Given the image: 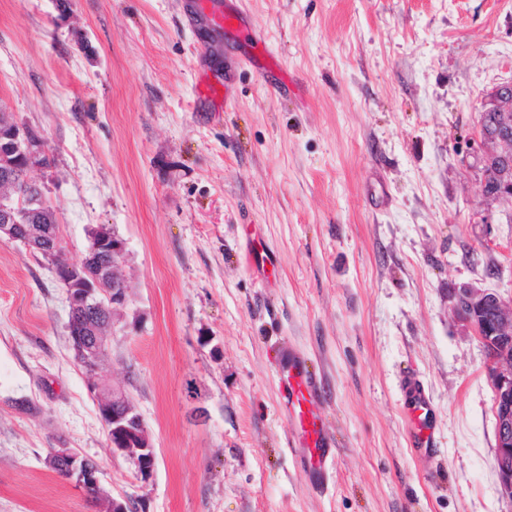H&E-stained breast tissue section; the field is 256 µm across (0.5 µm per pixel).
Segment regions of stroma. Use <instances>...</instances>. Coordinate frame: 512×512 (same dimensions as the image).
Instances as JSON below:
<instances>
[{"instance_id": "35a3bbf8", "label": "stroma", "mask_w": 512, "mask_h": 512, "mask_svg": "<svg viewBox=\"0 0 512 512\" xmlns=\"http://www.w3.org/2000/svg\"><path fill=\"white\" fill-rule=\"evenodd\" d=\"M234 4L248 37L195 0H0V110L43 138L67 257L101 224L125 242L102 374L155 448L145 482L113 453L65 288L0 241V512H102L52 448L136 512H512L485 350L452 312L457 288L512 296V203L483 197L472 140L512 79V0ZM283 341L321 381V487L288 446ZM409 374L435 407L421 452ZM401 389L405 397L403 415L409 426L410 446L428 448L433 439L431 397L420 379L413 375L402 379ZM48 462L62 474L63 478L71 481L83 491L89 486L100 485L99 471L94 461L81 457L69 448H53ZM60 473L57 474L61 476ZM84 492L88 497L100 500L93 496L92 489H87Z\"/></svg>"}]
</instances>
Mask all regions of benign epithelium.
Returning a JSON list of instances; mask_svg holds the SVG:
<instances>
[{"mask_svg": "<svg viewBox=\"0 0 512 512\" xmlns=\"http://www.w3.org/2000/svg\"><path fill=\"white\" fill-rule=\"evenodd\" d=\"M483 111L495 113L496 123L490 126L480 117L475 129L482 194L490 200L511 202L512 80L497 84L487 94ZM0 165L7 171H22L28 185L36 190L40 189L39 181L30 174L50 168V157L39 133L19 125L6 112L0 113ZM0 184L9 188L0 193V239L19 241L45 256L55 277L66 288L69 316L101 312L99 319L70 320L69 336L75 342L88 391L96 398L102 420L112 434L113 452L129 461L137 476L146 481L155 461L149 432L127 392L105 386L101 375L106 337L100 334L98 322L115 323L116 313L129 302L125 242L113 231L98 230L99 245L106 255L100 276L89 282L77 273V263L67 262L60 255L61 238L54 226L33 225L24 230V235L18 234L29 209L46 206L45 194L18 196L15 183L7 175ZM452 309L487 354L485 369L494 391L495 469L502 496L512 500V297L506 299L496 291L468 286L455 290ZM49 464L81 490L100 485L94 461L69 448L53 449Z\"/></svg>", "mask_w": 512, "mask_h": 512, "instance_id": "1", "label": "benign epithelium"}]
</instances>
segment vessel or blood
<instances>
[{
    "label": "vessel or blood",
    "instance_id": "1",
    "mask_svg": "<svg viewBox=\"0 0 512 512\" xmlns=\"http://www.w3.org/2000/svg\"><path fill=\"white\" fill-rule=\"evenodd\" d=\"M197 5L208 16L214 32L241 34L237 8L229 4L219 8L213 0H197ZM274 363L283 387V406L293 428L290 446L310 480L322 483L336 448L318 411L320 391L316 377L309 370L304 353L291 343L279 347ZM401 389L405 397L403 415L409 426L410 445L418 449L429 447L433 439L431 397L420 379L412 375L402 379Z\"/></svg>",
    "mask_w": 512,
    "mask_h": 512
}]
</instances>
